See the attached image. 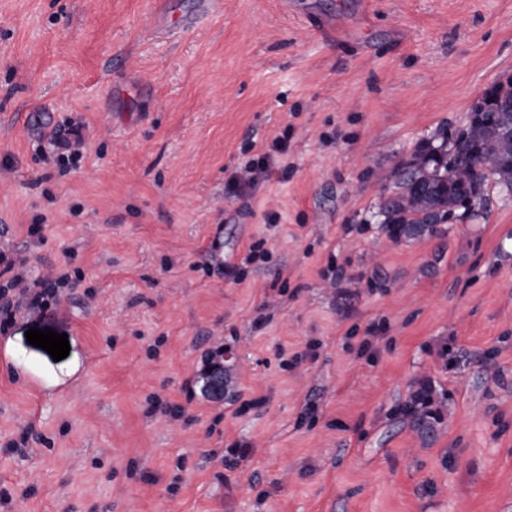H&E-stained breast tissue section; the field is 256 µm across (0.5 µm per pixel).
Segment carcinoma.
I'll list each match as a JSON object with an SVG mask.
<instances>
[{
  "label": "carcinoma",
  "instance_id": "carcinoma-1",
  "mask_svg": "<svg viewBox=\"0 0 512 512\" xmlns=\"http://www.w3.org/2000/svg\"><path fill=\"white\" fill-rule=\"evenodd\" d=\"M467 124L450 137L443 130L422 142L411 159L397 168V201L379 206L377 215L392 244L420 240L441 232L449 220L476 215L470 195L483 197L490 180L512 189V141L496 142L498 123L512 126V78L486 91ZM421 443L433 438L448 415L447 399L436 397L430 384L416 383L399 408Z\"/></svg>",
  "mask_w": 512,
  "mask_h": 512
}]
</instances>
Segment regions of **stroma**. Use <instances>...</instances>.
Segmentation results:
<instances>
[{"label":"stroma","mask_w":512,"mask_h":512,"mask_svg":"<svg viewBox=\"0 0 512 512\" xmlns=\"http://www.w3.org/2000/svg\"><path fill=\"white\" fill-rule=\"evenodd\" d=\"M509 78L512 0H0V255L26 261L0 512H512V192L400 245L374 217ZM284 133L262 187L230 186ZM421 380L448 397L428 447L396 414Z\"/></svg>","instance_id":"35a3bbf8"}]
</instances>
